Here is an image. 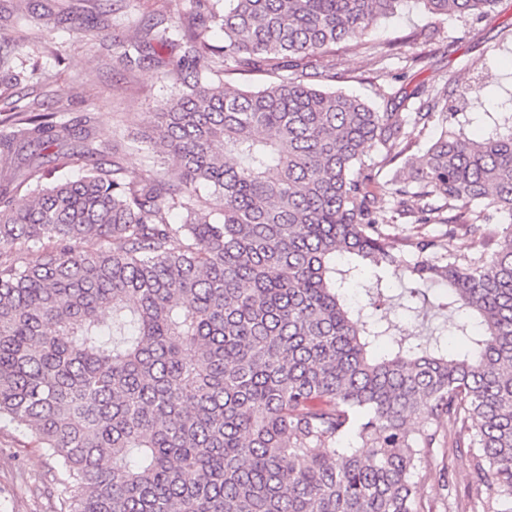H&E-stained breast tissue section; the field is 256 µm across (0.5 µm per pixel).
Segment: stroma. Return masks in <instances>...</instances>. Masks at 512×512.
<instances>
[{"mask_svg":"<svg viewBox=\"0 0 512 512\" xmlns=\"http://www.w3.org/2000/svg\"><path fill=\"white\" fill-rule=\"evenodd\" d=\"M192 0H0V109L19 102L39 112L70 119L95 116L96 144L117 148L126 166L159 168L153 151L140 142L147 113L180 91L168 64H147L129 71L117 59L116 40L159 16L179 20ZM106 12L101 28L94 15ZM24 47H17L18 35ZM369 39L371 49L354 45L336 49L335 88L361 96L377 108L387 97L422 84L448 86L452 112H499L512 97V0H500L492 16L476 20L430 15L409 4L401 14L379 20ZM398 43V55L381 59L378 50ZM424 55V63L406 70L405 60ZM422 292L427 315L416 317L391 308L401 333L423 336L448 315L440 308L445 287L428 284ZM55 464L39 451L23 427L0 420V512H59L50 493ZM447 471V485L434 477ZM431 512H486L497 506L494 481L473 484L466 455L449 448L426 449L413 474Z\"/></svg>","mask_w":512,"mask_h":512,"instance_id":"1","label":"stroma"}]
</instances>
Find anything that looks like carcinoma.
<instances>
[{
	"instance_id": "obj_1",
	"label": "carcinoma",
	"mask_w": 512,
	"mask_h": 512,
	"mask_svg": "<svg viewBox=\"0 0 512 512\" xmlns=\"http://www.w3.org/2000/svg\"><path fill=\"white\" fill-rule=\"evenodd\" d=\"M408 2L195 0L141 27L124 67L170 48L183 86L146 119L162 175L88 146L91 113L0 116V163L38 149L0 184V418L55 459L60 512H423L444 426L512 512V115L470 139L446 84L380 112L308 71ZM460 230L482 251L449 254ZM378 269L448 288L437 335L366 313L393 301Z\"/></svg>"
}]
</instances>
